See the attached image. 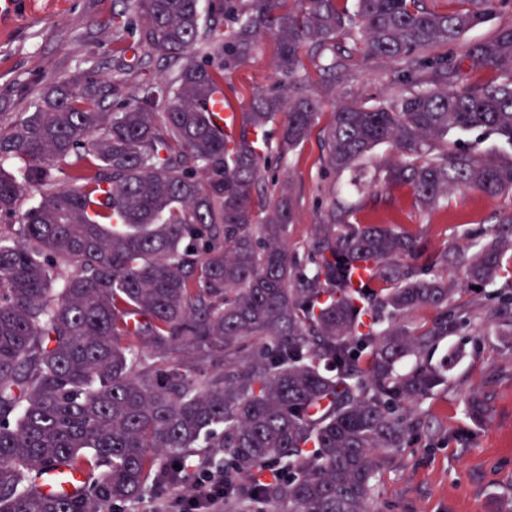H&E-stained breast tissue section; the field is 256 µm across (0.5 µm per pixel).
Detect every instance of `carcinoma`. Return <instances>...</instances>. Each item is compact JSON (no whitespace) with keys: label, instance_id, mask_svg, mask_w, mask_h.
Instances as JSON below:
<instances>
[{"label":"carcinoma","instance_id":"carcinoma-1","mask_svg":"<svg viewBox=\"0 0 512 512\" xmlns=\"http://www.w3.org/2000/svg\"><path fill=\"white\" fill-rule=\"evenodd\" d=\"M510 1L443 15L418 0H224L225 37L203 0H124L137 46L181 62L164 90L105 112L115 82L78 74L0 116V163L20 170L0 166V512H106L149 481L187 494L176 464L193 448L222 458L224 512H373L385 454L412 447L428 429L418 404L448 385L455 354L433 351L480 317L512 326V296L482 304L512 259V213L466 252L430 251L403 224L349 223L339 201L293 249L291 193L265 202L267 127L280 123L283 155L309 137L320 103L301 49L347 82V38L408 76L393 101L340 103L324 128L350 191L387 145L377 179L423 208L459 188L512 192V160L448 143L481 130L512 146V26L464 41ZM264 34L288 90L256 96L229 137L207 104ZM463 64L497 75L464 85ZM450 267L474 298L452 300ZM465 410L488 414L477 394ZM62 462L82 491L37 494Z\"/></svg>","mask_w":512,"mask_h":512}]
</instances>
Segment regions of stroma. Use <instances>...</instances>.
Segmentation results:
<instances>
[{"label":"stroma","mask_w":512,"mask_h":512,"mask_svg":"<svg viewBox=\"0 0 512 512\" xmlns=\"http://www.w3.org/2000/svg\"><path fill=\"white\" fill-rule=\"evenodd\" d=\"M115 0H21L17 15L0 20V113L29 112L59 82L84 72L101 80L119 77L122 95L131 96L144 83L167 84L178 64L157 55L143 65L115 74L119 47L112 35ZM350 87L333 81L312 58L304 64L310 89L322 105L317 128L286 162H278L280 127L271 124L267 152L272 173L291 186V245L312 239L332 202L343 191L346 176L329 171L322 127L336 105L351 98L372 106L394 98L401 85L392 61L370 57L361 43L346 42ZM276 45L260 40L250 60L224 74V101L235 111L248 108L252 97L276 88ZM356 224H403L433 249L465 248L470 240L462 225L478 229L512 211V195L489 197L474 190L454 191L445 208L425 211L408 189L375 188L349 197ZM457 359L448 386L420 406L433 423V434L414 447L391 451L379 473L377 512H512V338L498 328L476 322L448 337L434 354ZM488 401L490 413L474 423L463 411L471 392Z\"/></svg>","instance_id":"35a3bbf8"}]
</instances>
